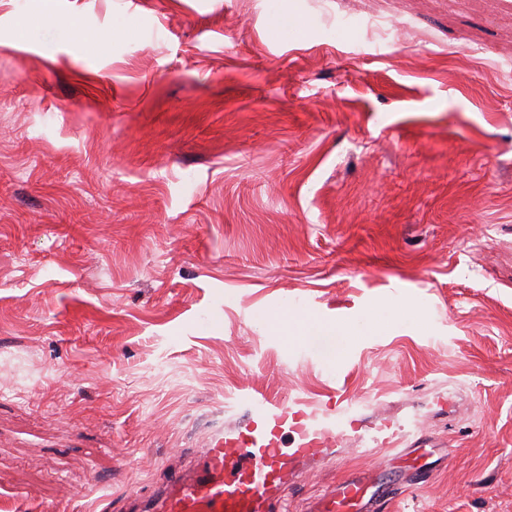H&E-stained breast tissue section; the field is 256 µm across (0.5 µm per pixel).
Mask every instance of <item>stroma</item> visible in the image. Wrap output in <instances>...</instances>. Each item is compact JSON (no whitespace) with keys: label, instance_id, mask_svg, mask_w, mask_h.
<instances>
[{"label":"stroma","instance_id":"obj_1","mask_svg":"<svg viewBox=\"0 0 512 512\" xmlns=\"http://www.w3.org/2000/svg\"><path fill=\"white\" fill-rule=\"evenodd\" d=\"M326 4L0 0L6 512H125L240 393L330 387L438 444L387 512H512V0Z\"/></svg>","mask_w":512,"mask_h":512}]
</instances>
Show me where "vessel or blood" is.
I'll list each match as a JSON object with an SVG mask.
<instances>
[{"mask_svg":"<svg viewBox=\"0 0 512 512\" xmlns=\"http://www.w3.org/2000/svg\"><path fill=\"white\" fill-rule=\"evenodd\" d=\"M239 405L237 419L211 437L194 466L173 468L149 499L127 491L131 512H282L307 471L333 457L340 444L368 439L398 449L399 484L417 488L431 480L421 454L430 443L425 433L405 431L394 415L353 409L336 391L311 400L246 395ZM396 485L379 468L354 475L333 483L309 512H380Z\"/></svg>","mask_w":512,"mask_h":512,"instance_id":"1","label":"vessel or blood"}]
</instances>
